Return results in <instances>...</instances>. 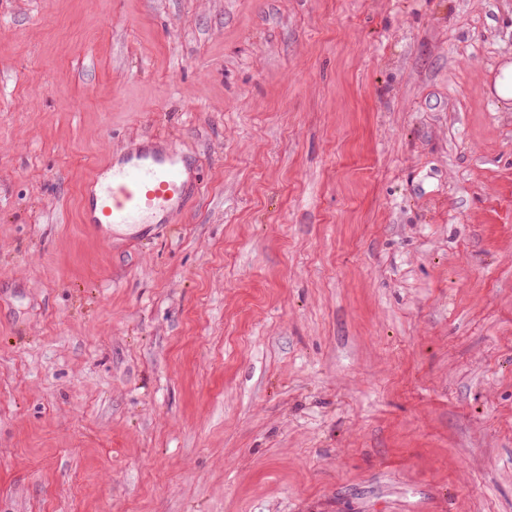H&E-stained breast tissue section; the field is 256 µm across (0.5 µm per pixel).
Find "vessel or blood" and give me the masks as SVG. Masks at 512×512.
Segmentation results:
<instances>
[{
  "label": "vessel or blood",
  "mask_w": 512,
  "mask_h": 512,
  "mask_svg": "<svg viewBox=\"0 0 512 512\" xmlns=\"http://www.w3.org/2000/svg\"><path fill=\"white\" fill-rule=\"evenodd\" d=\"M190 184L179 153L139 145L95 168L83 188L81 221L98 228L164 223L182 208Z\"/></svg>",
  "instance_id": "obj_1"
}]
</instances>
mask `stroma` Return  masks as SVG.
<instances>
[{
  "instance_id": "obj_1",
  "label": "stroma",
  "mask_w": 512,
  "mask_h": 512,
  "mask_svg": "<svg viewBox=\"0 0 512 512\" xmlns=\"http://www.w3.org/2000/svg\"><path fill=\"white\" fill-rule=\"evenodd\" d=\"M512 0H0V512H512ZM151 139L204 183L80 222Z\"/></svg>"
}]
</instances>
